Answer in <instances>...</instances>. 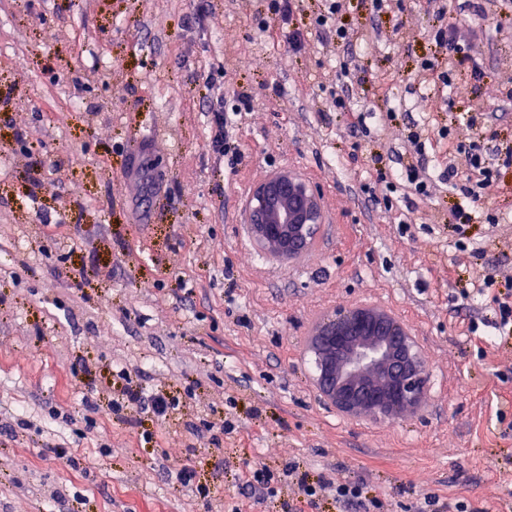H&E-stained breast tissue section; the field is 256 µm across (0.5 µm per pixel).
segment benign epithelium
I'll use <instances>...</instances> for the list:
<instances>
[{
	"instance_id": "obj_1",
	"label": "benign epithelium",
	"mask_w": 512,
	"mask_h": 512,
	"mask_svg": "<svg viewBox=\"0 0 512 512\" xmlns=\"http://www.w3.org/2000/svg\"><path fill=\"white\" fill-rule=\"evenodd\" d=\"M246 221L259 244L292 258L314 242L324 213L312 185L281 171L252 190ZM308 348L319 391L341 412L394 421L420 409L427 364L392 314L368 306L335 309L315 325Z\"/></svg>"
}]
</instances>
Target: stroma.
Here are the masks:
<instances>
[{"instance_id": "obj_1", "label": "stroma", "mask_w": 512, "mask_h": 512, "mask_svg": "<svg viewBox=\"0 0 512 512\" xmlns=\"http://www.w3.org/2000/svg\"><path fill=\"white\" fill-rule=\"evenodd\" d=\"M206 4L197 24L194 0H0V512H290L296 482L243 491L254 461L362 480L387 512L430 493L512 512V339L461 296L512 281V167L469 198L405 176L415 125L433 175L453 155L440 129L512 146V13L447 0L477 37L446 88L420 68L449 66L426 0H347L342 41L316 30L321 0H297V52L258 33L267 0ZM344 61L355 134L332 104ZM212 72L254 96L238 165L209 147ZM281 170L321 194L317 263L274 257L246 223L249 190ZM460 206L472 221L448 223ZM361 305L427 359L407 419L345 415L315 386L314 321ZM129 379L179 410L112 413ZM183 465L186 487L169 476Z\"/></svg>"}]
</instances>
